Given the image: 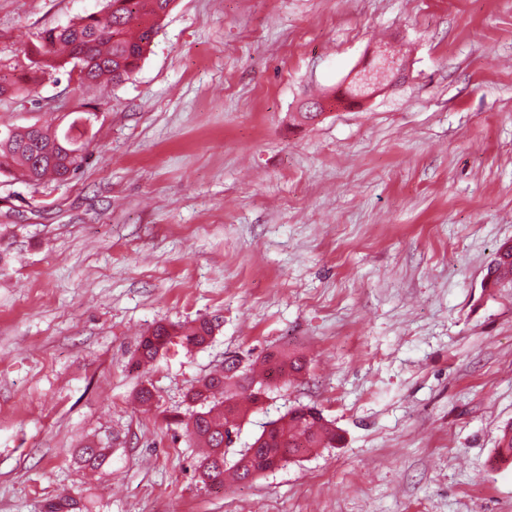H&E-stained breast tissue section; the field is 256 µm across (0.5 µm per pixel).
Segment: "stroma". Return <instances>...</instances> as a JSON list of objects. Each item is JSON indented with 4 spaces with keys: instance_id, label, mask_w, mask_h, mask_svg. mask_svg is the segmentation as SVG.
<instances>
[{
    "instance_id": "35a3bbf8",
    "label": "stroma",
    "mask_w": 512,
    "mask_h": 512,
    "mask_svg": "<svg viewBox=\"0 0 512 512\" xmlns=\"http://www.w3.org/2000/svg\"><path fill=\"white\" fill-rule=\"evenodd\" d=\"M105 5L0 0L22 88L0 127L93 115L74 177H0V512H512V288L484 285L512 242V0H176L121 84L31 68L40 31ZM384 47L404 82L297 120ZM206 315L207 346L132 368L156 323ZM277 350L307 368L271 381L228 461L299 406L340 442L202 483L189 390Z\"/></svg>"
}]
</instances>
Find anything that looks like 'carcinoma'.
Returning <instances> with one entry per match:
<instances>
[{
  "label": "carcinoma",
  "mask_w": 512,
  "mask_h": 512,
  "mask_svg": "<svg viewBox=\"0 0 512 512\" xmlns=\"http://www.w3.org/2000/svg\"><path fill=\"white\" fill-rule=\"evenodd\" d=\"M175 0H107L100 14H90L61 28L40 35L39 57L30 60L33 68L51 73L66 65L78 74V81L97 82L107 77L118 85L129 79L140 67L158 33L160 21L168 14ZM78 124L73 120L62 132L49 126L15 127L12 135L0 136V175L22 179L38 185L48 178L64 180L82 167L85 155H70L55 148V143L79 142L71 134ZM512 270V243L499 247L489 267L486 287L505 288L508 282L503 269ZM218 319L202 318L189 325L159 323L141 337L133 365L140 368L153 363L159 352L177 338L186 348H200L209 343ZM263 375L256 374L253 364L242 363L232 354L224 357V366L198 381L188 394L193 404L188 417L180 421L186 436L206 449L200 459L203 482L224 483V432L239 428L247 410L239 399L260 403L267 394L268 381L275 376H290L304 369L303 358L282 351L264 356ZM257 447L240 454L233 465L239 481L283 466L290 460L330 448L336 442V429L315 407L300 406L271 423L266 434H260ZM108 449L90 443L79 449L81 461L93 467L104 464ZM44 512H83L80 503L69 496H56L45 501Z\"/></svg>",
  "instance_id": "obj_1"
}]
</instances>
